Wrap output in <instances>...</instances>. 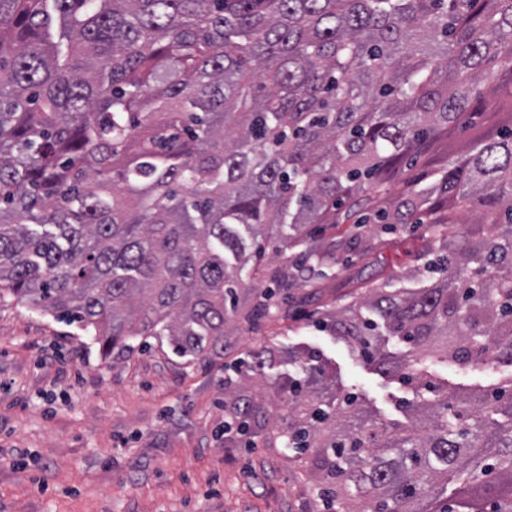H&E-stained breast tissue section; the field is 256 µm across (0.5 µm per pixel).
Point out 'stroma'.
I'll return each mask as SVG.
<instances>
[{
  "instance_id": "obj_1",
  "label": "stroma",
  "mask_w": 512,
  "mask_h": 512,
  "mask_svg": "<svg viewBox=\"0 0 512 512\" xmlns=\"http://www.w3.org/2000/svg\"><path fill=\"white\" fill-rule=\"evenodd\" d=\"M372 265L340 252L278 313L224 330V355L180 357L164 336H134L104 354L78 324L28 305L0 304V512H321L313 452L286 448L289 396L315 354L331 387L355 396L386 425L416 418L408 387L384 375L316 313L356 288L435 282L418 233L397 232ZM263 353L262 372L252 356ZM438 380L474 397L511 374L477 364L432 366ZM257 405L246 431H225L233 400Z\"/></svg>"
}]
</instances>
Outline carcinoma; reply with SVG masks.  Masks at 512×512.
Instances as JSON below:
<instances>
[{
	"mask_svg": "<svg viewBox=\"0 0 512 512\" xmlns=\"http://www.w3.org/2000/svg\"><path fill=\"white\" fill-rule=\"evenodd\" d=\"M412 157L423 171L392 193ZM369 222L363 259L397 224L451 258L430 287L370 288L326 325L464 424L424 397L419 426L342 428L357 405L322 400L314 368L290 386L288 446L315 449L342 512H512V423L483 420L512 417V374L472 404L422 368L512 366V0H0V299L72 318L106 353L166 336L220 357L245 290L228 259L253 246L264 315L312 256L354 243L310 242V225ZM443 482L459 489L439 504Z\"/></svg>",
	"mask_w": 512,
	"mask_h": 512,
	"instance_id": "carcinoma-1",
	"label": "carcinoma"
}]
</instances>
